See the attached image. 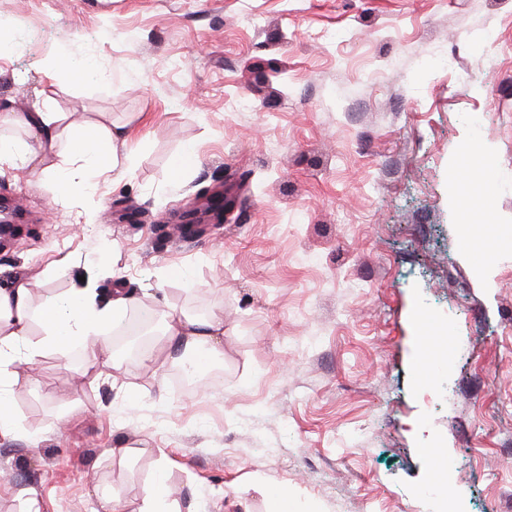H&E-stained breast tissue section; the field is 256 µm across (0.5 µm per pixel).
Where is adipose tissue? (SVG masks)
Listing matches in <instances>:
<instances>
[{
  "instance_id": "ef3b65f1",
  "label": "adipose tissue",
  "mask_w": 512,
  "mask_h": 512,
  "mask_svg": "<svg viewBox=\"0 0 512 512\" xmlns=\"http://www.w3.org/2000/svg\"><path fill=\"white\" fill-rule=\"evenodd\" d=\"M15 127L34 132L35 141L8 137L7 129ZM134 152L124 127L106 112L69 123L63 113L41 109L0 113V173L40 164L51 153L58 159L55 174L61 189L75 181L68 167L72 159L81 162L84 177L80 182L89 189L106 174L123 179ZM33 288L30 279L21 277L0 288V436L16 429L7 389L20 366L34 364L48 352L66 355L78 344L86 352L87 368H105L112 327L138 305L137 298L121 287L103 296L88 284L39 303L34 300ZM164 334L173 352L185 353L201 344L217 352L224 346V320L216 314L199 319L171 313Z\"/></svg>"
}]
</instances>
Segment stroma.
Segmentation results:
<instances>
[{
    "mask_svg": "<svg viewBox=\"0 0 512 512\" xmlns=\"http://www.w3.org/2000/svg\"><path fill=\"white\" fill-rule=\"evenodd\" d=\"M48 94L110 113L137 150L65 202L1 174L29 222L0 283L37 279L39 302L89 268L156 317L220 314L204 372L224 379L187 392L121 356L99 378L78 345L38 358L8 389L0 512L32 489L40 512H137L160 474L181 512H269L273 489L288 512H441L423 494L437 448L464 512H512V248L472 251L455 202L468 137L496 175L471 220L512 238V0H0V110ZM188 145L198 163L175 175ZM220 182L228 223L170 235ZM420 316L452 348L424 377Z\"/></svg>",
    "mask_w": 512,
    "mask_h": 512,
    "instance_id": "35a3bbf8",
    "label": "stroma"
}]
</instances>
